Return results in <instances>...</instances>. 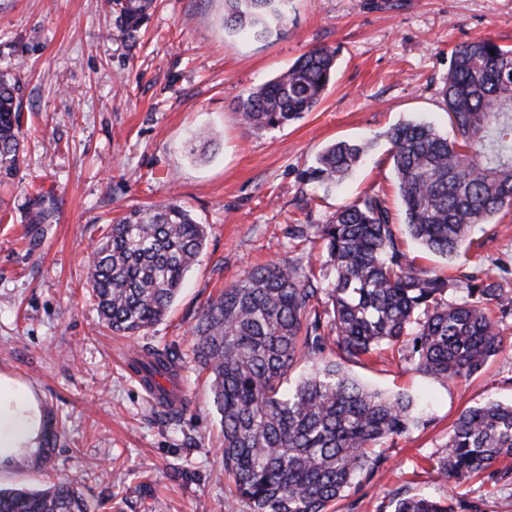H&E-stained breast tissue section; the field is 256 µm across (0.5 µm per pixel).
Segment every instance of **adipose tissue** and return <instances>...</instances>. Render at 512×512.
Returning a JSON list of instances; mask_svg holds the SVG:
<instances>
[{
    "instance_id": "obj_1",
    "label": "adipose tissue",
    "mask_w": 512,
    "mask_h": 512,
    "mask_svg": "<svg viewBox=\"0 0 512 512\" xmlns=\"http://www.w3.org/2000/svg\"><path fill=\"white\" fill-rule=\"evenodd\" d=\"M43 415L35 394L0 373V469L14 466L20 454L36 452Z\"/></svg>"
}]
</instances>
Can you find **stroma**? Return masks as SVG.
I'll return each instance as SVG.
<instances>
[{
  "label": "stroma",
  "instance_id": "stroma-1",
  "mask_svg": "<svg viewBox=\"0 0 512 512\" xmlns=\"http://www.w3.org/2000/svg\"><path fill=\"white\" fill-rule=\"evenodd\" d=\"M485 37L512 47V0H293L280 34L265 41L229 33L224 0H154L132 40L105 0H0V75L19 80L24 157L0 186V372L63 419L45 469L18 461L0 486L67 477L91 512H250L224 473L206 375L182 362L191 404L173 423L124 360L146 344L189 351L206 300L253 266L290 260L327 287L334 273L321 240L289 239L295 225L323 223L373 194L402 223L386 133L420 120L452 135L441 94L451 53ZM317 46L338 52L318 108L281 128L243 125L239 97ZM342 140L369 145L353 173L329 189L307 180L317 156ZM35 186L55 201L52 223L26 221ZM168 199L205 225L202 254L164 320L140 336L113 333L86 284L93 248L110 220ZM471 237L453 260L405 234L400 244L418 265L479 266L512 291V212ZM502 335L505 351L465 382L435 381L394 356L349 365L366 384L416 396L427 421L382 444L386 465L352 492L359 512H376L398 488L447 495L428 457L463 410L512 401V320ZM181 469L194 480L175 479Z\"/></svg>",
  "mask_w": 512,
  "mask_h": 512
}]
</instances>
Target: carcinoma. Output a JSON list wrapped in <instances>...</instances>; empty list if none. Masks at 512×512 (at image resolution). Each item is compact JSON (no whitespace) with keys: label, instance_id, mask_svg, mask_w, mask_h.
Segmentation results:
<instances>
[{"label":"carcinoma","instance_id":"cac0c4a2","mask_svg":"<svg viewBox=\"0 0 512 512\" xmlns=\"http://www.w3.org/2000/svg\"><path fill=\"white\" fill-rule=\"evenodd\" d=\"M290 0H224V26L263 40L282 25ZM120 30L135 37L145 16L141 0H113ZM336 51L317 47L287 70L243 95L237 111L254 129H275L314 111L335 72ZM16 79L0 77V182L23 164ZM453 138L407 121L387 132L405 232L448 259L477 224L512 209V49L493 38L455 47L442 90ZM368 148L339 141L326 147L312 180L335 185ZM52 198L37 194L29 223L47 224ZM322 240L335 278L327 288L292 262L256 266L208 300L191 326L193 361L208 373L224 432V471L251 512H330L336 501L386 462L373 454L420 423L414 399L387 394L354 378L347 365L384 348L435 380L472 376L504 351L500 324L512 318V296L483 270L463 274L468 300L448 299V276L416 266L399 249L396 227L379 195L337 210L323 224L294 226ZM206 228L180 202L132 209L111 222L93 252L87 283L100 317L116 332L135 334L160 322L200 256ZM495 303L496 315L488 312ZM302 361L316 371L285 390ZM181 353L143 346L130 369L149 390L178 378ZM57 442L45 433L47 464ZM451 483L448 496L388 495L392 512H481L458 491L483 474L512 481V404L489 400L462 411L445 448L431 463ZM0 512H89L73 483L41 489L0 488Z\"/></svg>","mask_w":512,"mask_h":512}]
</instances>
